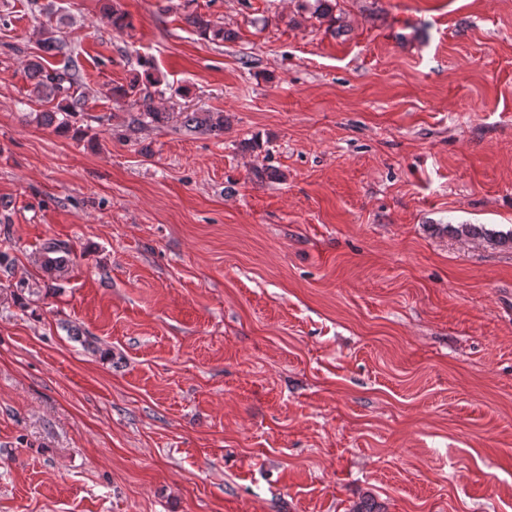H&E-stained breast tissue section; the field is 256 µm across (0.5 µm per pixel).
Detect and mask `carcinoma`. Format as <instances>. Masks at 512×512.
Returning <instances> with one entry per match:
<instances>
[{"instance_id":"1","label":"carcinoma","mask_w":512,"mask_h":512,"mask_svg":"<svg viewBox=\"0 0 512 512\" xmlns=\"http://www.w3.org/2000/svg\"><path fill=\"white\" fill-rule=\"evenodd\" d=\"M298 9L311 10L319 18H333L332 4L329 0H297ZM102 14L106 22L115 30H122L128 26V16L112 5L111 0H105L102 4ZM186 22L195 28L200 34L208 36L213 40L224 39V30L216 29L210 20L202 14H190ZM42 50L52 56H63L67 58V64L61 68L48 70L44 67L41 59H32L26 66L27 76L35 81V89L38 96L47 100H58L56 110L42 113L43 125L54 127L58 133L70 129L69 119L77 116L84 109L85 92L79 90L80 83L75 65L70 59V47L68 42L53 31H45V38L41 41ZM134 105L138 111L130 115L129 124L142 126L153 124L163 126L168 123L170 113L156 107L154 99L149 92L136 100ZM183 127L188 130L201 129L215 136L224 134V113L222 112H189L185 115ZM456 233L459 235H483L490 241L504 237L512 240V231L502 235L496 232H486L475 226L462 224Z\"/></svg>"}]
</instances>
